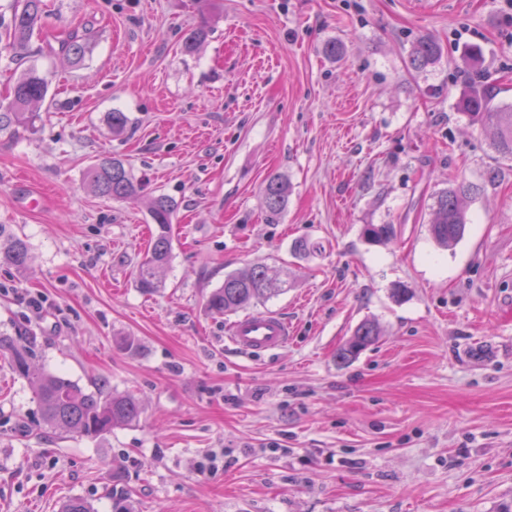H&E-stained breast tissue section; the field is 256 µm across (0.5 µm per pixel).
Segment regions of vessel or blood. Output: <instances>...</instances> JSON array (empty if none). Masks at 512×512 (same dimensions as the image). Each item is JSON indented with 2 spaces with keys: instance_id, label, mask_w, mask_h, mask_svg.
Returning <instances> with one entry per match:
<instances>
[{
  "instance_id": "b4317fda",
  "label": "vessel or blood",
  "mask_w": 512,
  "mask_h": 512,
  "mask_svg": "<svg viewBox=\"0 0 512 512\" xmlns=\"http://www.w3.org/2000/svg\"><path fill=\"white\" fill-rule=\"evenodd\" d=\"M290 327L277 313L247 315L230 329L228 340L242 353L255 356L276 352L288 345Z\"/></svg>"
}]
</instances>
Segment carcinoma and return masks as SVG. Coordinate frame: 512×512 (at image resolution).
<instances>
[{
  "mask_svg": "<svg viewBox=\"0 0 512 512\" xmlns=\"http://www.w3.org/2000/svg\"><path fill=\"white\" fill-rule=\"evenodd\" d=\"M41 26V0H21L9 35L12 44L24 48L35 29ZM59 53L79 62L83 57V44L77 36L58 42ZM440 55L438 44L427 37L412 43L408 61L415 70H422L434 63ZM50 78L35 69L21 75L13 84L11 100L0 105V125L17 123L34 128L38 113L33 107L42 103L49 92ZM461 107L473 123L491 131L498 153L512 156V108L494 107L490 100L470 94ZM86 180L93 191L108 200L123 201L136 196L143 189L121 157L106 156L89 166ZM479 188L473 184L451 183L436 193L431 207L428 231L442 248L457 243L468 224L467 202ZM264 207L272 216L280 215L288 206V182L279 174L268 176L262 187ZM175 201L160 194L149 206L157 234L146 256L138 264L135 282L140 292L154 294L164 288L160 272L172 259L171 228ZM395 234L392 224H367L365 237L372 242H383ZM0 260L19 270L29 263V245L18 237L10 236L0 244ZM286 291V282L269 275L267 266L253 263L243 269L224 275V283L213 289L206 298L207 309L216 316L247 309ZM380 335L379 326L366 320L360 323L353 335L337 352V358L346 362L374 342ZM0 356L7 359L12 370L26 379L35 389L43 424L51 430H63L81 437L98 438L116 427L137 423L141 406L135 395L117 392L100 386L88 390L69 378L54 375L33 362V348L19 346L14 337L0 335Z\"/></svg>",
  "mask_w": 512,
  "mask_h": 512,
  "instance_id": "obj_1",
  "label": "carcinoma"
}]
</instances>
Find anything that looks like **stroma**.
<instances>
[{
    "mask_svg": "<svg viewBox=\"0 0 512 512\" xmlns=\"http://www.w3.org/2000/svg\"><path fill=\"white\" fill-rule=\"evenodd\" d=\"M0 0V102L34 67L53 77L35 129L0 130V230L30 268L0 261V334L29 332L36 362L136 395L140 421L90 439L43 427L29 383L0 358V512H58L111 489L135 512H504L512 506V159L459 107H512L506 0H43L27 48ZM209 32L192 53L184 38ZM78 33L81 63L56 36ZM433 37L441 58L413 70ZM339 43L343 54L326 53ZM480 61L471 64L472 51ZM130 124L113 135L109 112ZM144 185L115 202L85 181L102 156ZM287 176L288 209L261 187ZM480 185L453 247L428 233L433 195ZM179 204L164 290L135 270ZM367 224L395 235L373 243ZM316 255L298 258L295 240ZM261 262L287 290L255 305L292 326L249 357L233 314L206 297ZM410 294L399 300L398 285ZM365 320L378 340L345 364ZM138 347H120L123 336ZM439 55L438 44L430 38L422 37L411 45L408 55L409 65L415 70H422L434 63ZM262 195L266 211L278 216L288 206V182L279 174L269 175L262 187Z\"/></svg>",
    "mask_w": 512,
    "mask_h": 512,
    "instance_id": "stroma-1",
    "label": "stroma"
}]
</instances>
